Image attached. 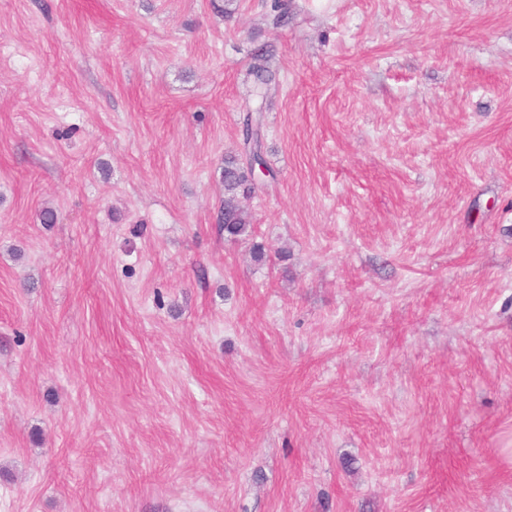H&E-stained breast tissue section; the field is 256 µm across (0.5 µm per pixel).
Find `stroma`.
<instances>
[{"mask_svg": "<svg viewBox=\"0 0 512 512\" xmlns=\"http://www.w3.org/2000/svg\"><path fill=\"white\" fill-rule=\"evenodd\" d=\"M288 2L0 0V512H512V0ZM269 52L267 48L258 51L250 66V75L254 77V95L257 98H263L265 91L275 80V73L267 66ZM252 167L244 168L237 165L234 159L225 161L222 171L224 183V203L220 206L216 222L223 224L224 232L230 237H240L247 233L249 221L246 212L239 206L237 201L238 190L243 189L254 192L255 188L250 187Z\"/></svg>", "mask_w": 512, "mask_h": 512, "instance_id": "obj_1", "label": "stroma"}]
</instances>
